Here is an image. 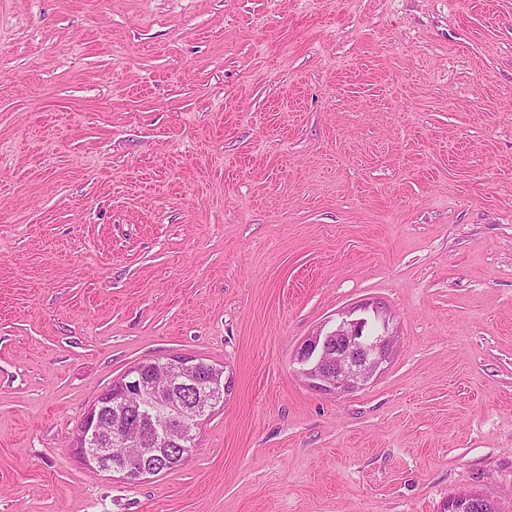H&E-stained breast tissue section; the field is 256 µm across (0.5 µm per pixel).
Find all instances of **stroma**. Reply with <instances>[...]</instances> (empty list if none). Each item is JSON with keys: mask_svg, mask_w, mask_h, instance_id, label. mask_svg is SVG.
<instances>
[{"mask_svg": "<svg viewBox=\"0 0 512 512\" xmlns=\"http://www.w3.org/2000/svg\"><path fill=\"white\" fill-rule=\"evenodd\" d=\"M381 303L343 395L302 340ZM224 368L179 469L74 432ZM512 512V0H0V512ZM337 315L302 341L294 361L314 387L341 394L366 385L389 361L395 334L387 312L377 303L354 306ZM369 324L375 328L371 336L364 333Z\"/></svg>", "mask_w": 512, "mask_h": 512, "instance_id": "obj_1", "label": "stroma"}]
</instances>
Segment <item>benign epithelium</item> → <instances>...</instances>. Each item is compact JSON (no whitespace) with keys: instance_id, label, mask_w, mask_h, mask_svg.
Listing matches in <instances>:
<instances>
[{"instance_id":"1","label":"benign epithelium","mask_w":512,"mask_h":512,"mask_svg":"<svg viewBox=\"0 0 512 512\" xmlns=\"http://www.w3.org/2000/svg\"><path fill=\"white\" fill-rule=\"evenodd\" d=\"M393 347L394 332L384 307L365 303L338 313L336 319L307 336L296 350L294 361L319 390L349 393L368 383L389 361ZM152 366L166 375L165 386L142 379L141 367L133 366L122 387L131 385L134 392L148 395L155 413L164 415L168 422L148 438L140 430V411L112 427L106 426L102 411L111 395L106 390L79 429L87 466L119 473L131 484L160 471L153 461L161 450L175 447L186 456L194 445L199 420L224 404L223 369L179 356L163 357ZM115 442L125 444L129 451L112 455Z\"/></svg>"}]
</instances>
